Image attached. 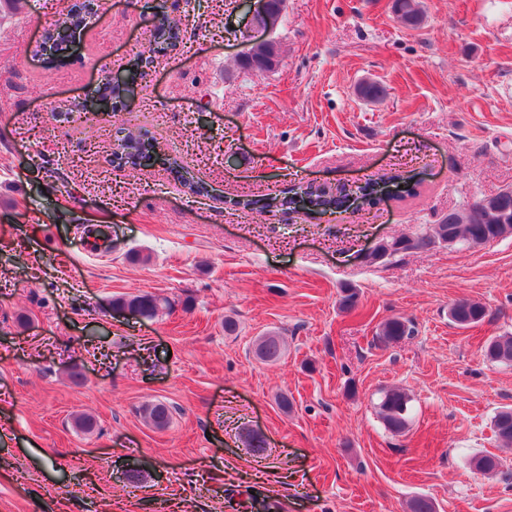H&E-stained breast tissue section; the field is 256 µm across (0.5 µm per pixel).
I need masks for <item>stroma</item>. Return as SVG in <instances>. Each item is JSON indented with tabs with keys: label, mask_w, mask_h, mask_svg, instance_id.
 Wrapping results in <instances>:
<instances>
[{
	"label": "stroma",
	"mask_w": 512,
	"mask_h": 512,
	"mask_svg": "<svg viewBox=\"0 0 512 512\" xmlns=\"http://www.w3.org/2000/svg\"><path fill=\"white\" fill-rule=\"evenodd\" d=\"M420 2L410 28L394 0H288L280 63L258 74L237 63L252 26L234 0H0V512H409L416 496L512 512V449L492 429L512 363L484 355L512 335V236L365 258L512 189V0ZM73 12L82 42L42 50ZM161 12L177 50L140 40ZM139 55L138 95L118 108L208 196L118 165L114 125L82 116ZM366 82L383 96L362 98ZM398 169L419 195L366 212L226 205ZM145 292L170 308L111 307ZM462 299L484 320L456 326ZM396 317L414 333L383 344ZM269 331L286 341L274 363L254 354ZM394 387L410 398L401 435L378 416ZM157 402L172 408L162 430L142 413Z\"/></svg>",
	"instance_id": "obj_1"
}]
</instances>
